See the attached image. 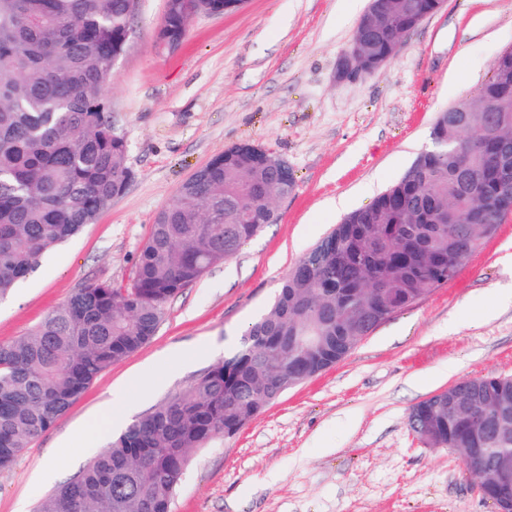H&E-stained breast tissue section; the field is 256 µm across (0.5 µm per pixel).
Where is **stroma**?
Listing matches in <instances>:
<instances>
[{"mask_svg":"<svg viewBox=\"0 0 512 512\" xmlns=\"http://www.w3.org/2000/svg\"><path fill=\"white\" fill-rule=\"evenodd\" d=\"M370 0H247L192 16L176 51L166 0H140L135 37L104 94L132 178L95 223L46 255L0 302V343L24 336L88 282L127 284L156 214L212 157L244 142L287 162L296 186L277 223L164 306L153 339L105 371L0 471V512H36L117 427L187 387L239 343L298 260L399 180L442 110L471 99L512 48V0H446L374 73L338 80ZM457 93H449V81ZM344 200L346 209L333 208ZM512 377V216L456 278L288 390L237 435L197 451L174 512H495L459 456L408 425L453 383ZM113 399V420L101 414Z\"/></svg>","mask_w":512,"mask_h":512,"instance_id":"35a3bbf8","label":"stroma"}]
</instances>
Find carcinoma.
I'll use <instances>...</instances> for the list:
<instances>
[{
  "label": "carcinoma",
  "instance_id": "obj_1",
  "mask_svg": "<svg viewBox=\"0 0 512 512\" xmlns=\"http://www.w3.org/2000/svg\"><path fill=\"white\" fill-rule=\"evenodd\" d=\"M442 0H382L368 57L392 59L393 35L414 29ZM212 0H166L157 38L178 45ZM129 0H0V301L43 257L92 224L129 183L127 145L103 95L112 59L130 46ZM432 142L404 175L332 231L287 274L240 345L192 384L132 423L39 512H173L193 453L238 434L283 393L344 360L379 324L452 281L479 242L512 210V50L493 61L475 96L438 113ZM292 171L243 153L212 158L155 217L125 286L88 283L26 335L0 344V470L11 469L106 370L156 334L165 304L227 262L268 224ZM224 202V215L212 203ZM243 202L252 222L237 220ZM459 396L488 387L512 439V382L457 383ZM424 401L408 416L431 421L462 461L478 448L486 475L512 471V449L478 414Z\"/></svg>",
  "mask_w": 512,
  "mask_h": 512
}]
</instances>
